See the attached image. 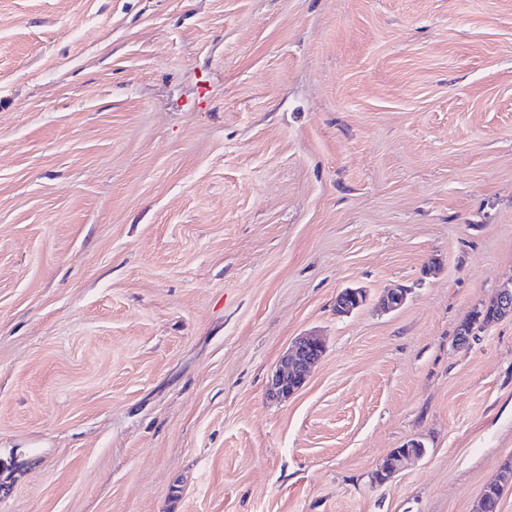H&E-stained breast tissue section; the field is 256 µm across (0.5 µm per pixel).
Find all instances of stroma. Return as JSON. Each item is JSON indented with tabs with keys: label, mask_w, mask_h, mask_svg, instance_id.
I'll list each match as a JSON object with an SVG mask.
<instances>
[{
	"label": "stroma",
	"mask_w": 512,
	"mask_h": 512,
	"mask_svg": "<svg viewBox=\"0 0 512 512\" xmlns=\"http://www.w3.org/2000/svg\"><path fill=\"white\" fill-rule=\"evenodd\" d=\"M511 286L512 0H0V512H474ZM324 353L322 340L317 336H303L282 357L280 368L270 384V393L279 399H288L306 382ZM420 447L418 442H411L405 450L391 452L384 461L379 465V475L383 480V483L387 482L397 471L399 465L403 459L419 456L421 454H417L414 451L409 450V448Z\"/></svg>",
	"instance_id": "35a3bbf8"
}]
</instances>
